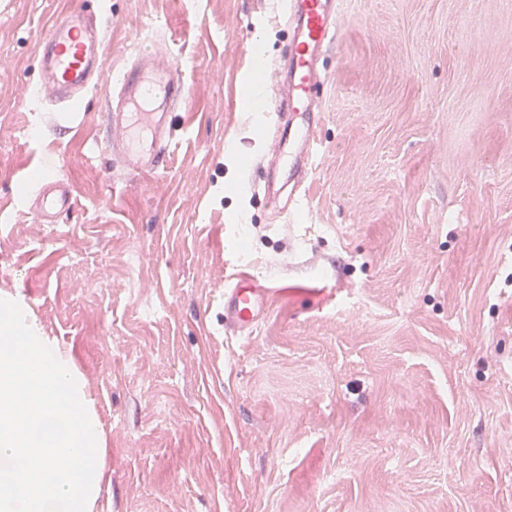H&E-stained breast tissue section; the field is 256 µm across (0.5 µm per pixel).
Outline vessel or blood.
Segmentation results:
<instances>
[{"mask_svg":"<svg viewBox=\"0 0 512 512\" xmlns=\"http://www.w3.org/2000/svg\"><path fill=\"white\" fill-rule=\"evenodd\" d=\"M281 13L288 26V45L267 113L272 134L266 158L271 166L288 169L293 188L286 195L266 184L261 190L272 206L285 199L296 210L305 201L299 187L321 150L315 126L306 116L315 112L325 85L320 56L336 37L339 10L335 0H282ZM103 31L102 15L81 9L54 20L37 44V94L68 111L98 86L105 75ZM114 82L117 98L104 113L109 152L134 173L158 174L167 168L176 144L172 114L186 97L177 70L158 67L143 54L121 68ZM38 200L40 219L46 224L56 223L75 205L70 186L49 171L42 175ZM268 295L248 271H239L224 290L225 330H253Z\"/></svg>","mask_w":512,"mask_h":512,"instance_id":"b4317fda","label":"vessel or blood"}]
</instances>
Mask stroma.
<instances>
[{
    "mask_svg": "<svg viewBox=\"0 0 512 512\" xmlns=\"http://www.w3.org/2000/svg\"><path fill=\"white\" fill-rule=\"evenodd\" d=\"M75 2L0 0V296L92 402L95 512H512V0H339L282 219L242 104L275 79L279 0H104L106 76L152 48L187 92L148 181L107 163L108 84L73 129L33 91ZM45 169L77 200L54 224ZM242 263L274 293L234 335Z\"/></svg>",
    "mask_w": 512,
    "mask_h": 512,
    "instance_id": "obj_1",
    "label": "stroma"
}]
</instances>
